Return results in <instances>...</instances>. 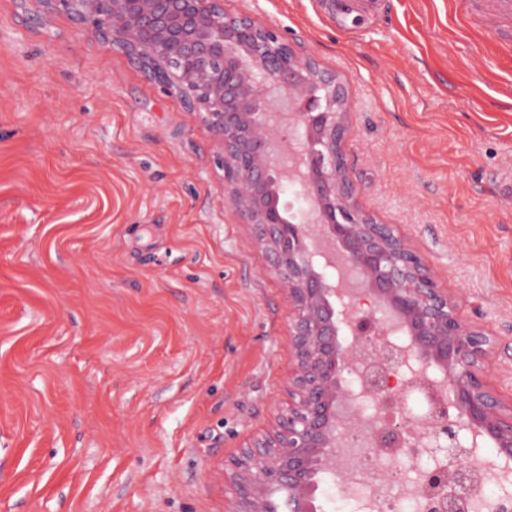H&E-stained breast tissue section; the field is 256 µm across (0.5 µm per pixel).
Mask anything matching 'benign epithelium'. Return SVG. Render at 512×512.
<instances>
[{
  "label": "benign epithelium",
  "mask_w": 512,
  "mask_h": 512,
  "mask_svg": "<svg viewBox=\"0 0 512 512\" xmlns=\"http://www.w3.org/2000/svg\"><path fill=\"white\" fill-rule=\"evenodd\" d=\"M41 3L112 42L214 134L225 200L288 298V404L231 458L227 512H274L279 497L285 512H318L321 476L344 470L343 434L396 456L422 431L445 451L423 512H471L478 481L512 475V403L486 380L489 334L357 201L346 82L224 0ZM286 188L303 202L294 213L280 206ZM492 507L512 512L511 481Z\"/></svg>",
  "instance_id": "obj_1"
}]
</instances>
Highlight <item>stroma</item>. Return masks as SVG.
Instances as JSON below:
<instances>
[{
	"instance_id": "obj_1",
	"label": "stroma",
	"mask_w": 512,
	"mask_h": 512,
	"mask_svg": "<svg viewBox=\"0 0 512 512\" xmlns=\"http://www.w3.org/2000/svg\"><path fill=\"white\" fill-rule=\"evenodd\" d=\"M224 0L350 87L359 203L494 338L512 399V67L450 0ZM0 0V512H226L288 400V299L182 100ZM43 16V15H42Z\"/></svg>"
}]
</instances>
